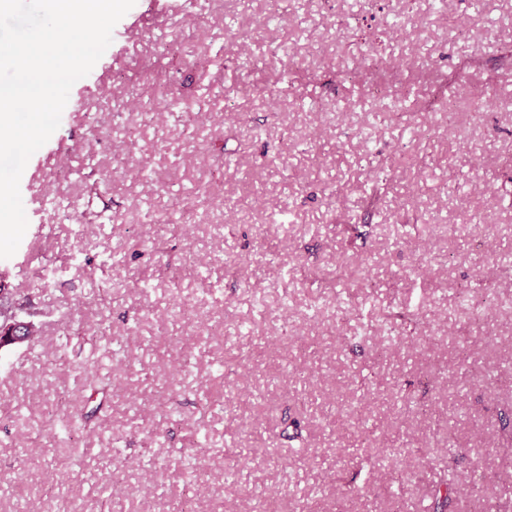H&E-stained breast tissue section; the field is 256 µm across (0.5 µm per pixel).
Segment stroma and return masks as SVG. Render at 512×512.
I'll return each mask as SVG.
<instances>
[{"label":"stroma","instance_id":"1","mask_svg":"<svg viewBox=\"0 0 512 512\" xmlns=\"http://www.w3.org/2000/svg\"><path fill=\"white\" fill-rule=\"evenodd\" d=\"M269 12L136 0L28 161L69 206L0 259L39 330L0 349V512H426L443 480L512 512V0H309L260 89L297 25ZM172 98L204 100L196 134L148 115Z\"/></svg>","mask_w":512,"mask_h":512}]
</instances>
